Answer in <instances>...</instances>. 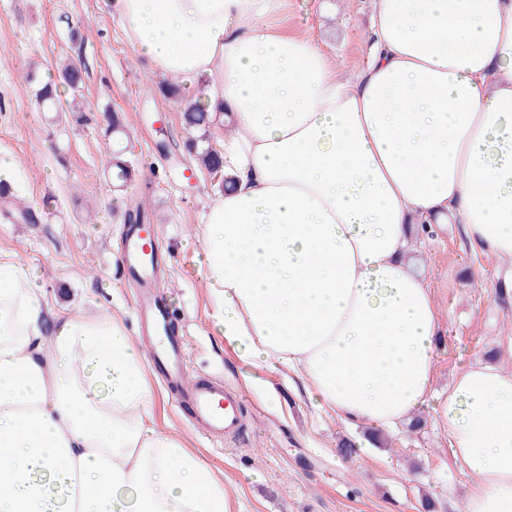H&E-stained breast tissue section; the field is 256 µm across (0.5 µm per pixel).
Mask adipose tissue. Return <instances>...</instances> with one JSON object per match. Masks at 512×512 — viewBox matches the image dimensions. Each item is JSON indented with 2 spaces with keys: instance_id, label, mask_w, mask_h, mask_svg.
<instances>
[{
  "instance_id": "adipose-tissue-1",
  "label": "adipose tissue",
  "mask_w": 512,
  "mask_h": 512,
  "mask_svg": "<svg viewBox=\"0 0 512 512\" xmlns=\"http://www.w3.org/2000/svg\"><path fill=\"white\" fill-rule=\"evenodd\" d=\"M283 2H108L152 75L202 82L233 123L197 232L216 328L349 427L432 405L471 480L457 512H512V369L469 363L432 399L441 318L411 260L419 225L448 223L512 262V0H373L344 78L268 23ZM146 370L121 318L51 307L0 255V512H232L154 425Z\"/></svg>"
}]
</instances>
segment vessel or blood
<instances>
[{"mask_svg":"<svg viewBox=\"0 0 512 512\" xmlns=\"http://www.w3.org/2000/svg\"><path fill=\"white\" fill-rule=\"evenodd\" d=\"M121 263L128 276L137 279L141 286L139 309L147 330L142 342L149 365L166 374L167 388L191 408L195 426L211 436L235 437L241 428L239 393L219 381H199L186 374L182 339L176 333L163 296L154 290L161 258L153 225L130 228L123 243Z\"/></svg>","mask_w":512,"mask_h":512,"instance_id":"1","label":"vessel or blood"}]
</instances>
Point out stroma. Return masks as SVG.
I'll return each mask as SVG.
<instances>
[{
	"mask_svg": "<svg viewBox=\"0 0 512 512\" xmlns=\"http://www.w3.org/2000/svg\"><path fill=\"white\" fill-rule=\"evenodd\" d=\"M371 16L372 0H288L274 23L316 39L350 74L366 63ZM67 63L79 66L82 80L63 99L85 111L84 123L76 112L35 104L39 83ZM156 85L105 0H0V149L31 168L14 193L38 217L28 224L0 216V252L41 272L51 306L113 312L137 332L135 287L118 250L127 204L145 200L168 259L166 301L190 376L247 394L246 431L211 441L151 368L154 421L207 460L241 512H420L425 502L430 512H455L470 482L450 460L431 408L422 409L420 430L385 436L375 456L343 453L341 440L364 438V428L316 409L272 367L243 363L219 336L196 228L223 177L194 169L181 149L190 136L181 104ZM108 110L122 117L121 140L106 132ZM116 149L137 171L121 187L106 166ZM420 260L441 314L435 392H447L465 364L490 354L512 367V281L494 277L497 258L450 224L426 237Z\"/></svg>",
	"mask_w": 512,
	"mask_h": 512,
	"instance_id": "obj_1",
	"label": "stroma"
}]
</instances>
